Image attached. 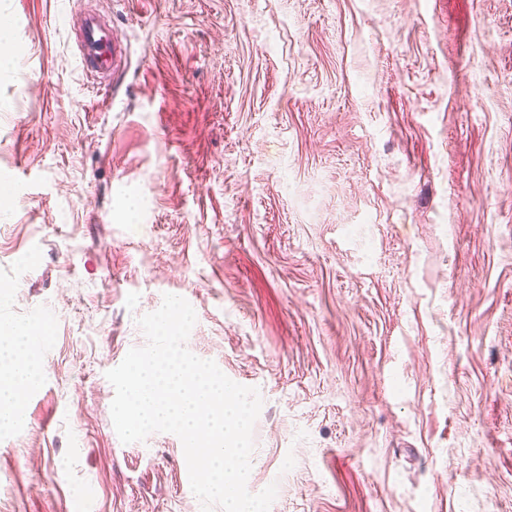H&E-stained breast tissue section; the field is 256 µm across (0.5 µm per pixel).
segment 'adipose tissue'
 Here are the masks:
<instances>
[{
    "mask_svg": "<svg viewBox=\"0 0 512 512\" xmlns=\"http://www.w3.org/2000/svg\"><path fill=\"white\" fill-rule=\"evenodd\" d=\"M35 331L14 327L0 333V428L10 427L35 385L38 367L30 359Z\"/></svg>",
    "mask_w": 512,
    "mask_h": 512,
    "instance_id": "adipose-tissue-1",
    "label": "adipose tissue"
}]
</instances>
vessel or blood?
Returning <instances> with one entry per match:
<instances>
[{
  "label": "vessel or blood",
  "mask_w": 512,
  "mask_h": 512,
  "mask_svg": "<svg viewBox=\"0 0 512 512\" xmlns=\"http://www.w3.org/2000/svg\"><path fill=\"white\" fill-rule=\"evenodd\" d=\"M79 67L94 81L113 78L126 66V54L115 41L110 24L84 14L77 37Z\"/></svg>",
  "instance_id": "vessel-or-blood-1"
}]
</instances>
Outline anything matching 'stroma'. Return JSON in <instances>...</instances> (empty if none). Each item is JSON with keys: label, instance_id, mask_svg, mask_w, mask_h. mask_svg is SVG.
<instances>
[{"label": "stroma", "instance_id": "stroma-1", "mask_svg": "<svg viewBox=\"0 0 512 512\" xmlns=\"http://www.w3.org/2000/svg\"><path fill=\"white\" fill-rule=\"evenodd\" d=\"M112 22L109 85L73 14ZM0 512H202L106 371L164 295L257 388L270 512H512V0H0ZM36 330L13 327L0 329V428L10 427L36 384L38 366L29 358Z\"/></svg>", "mask_w": 512, "mask_h": 512}]
</instances>
